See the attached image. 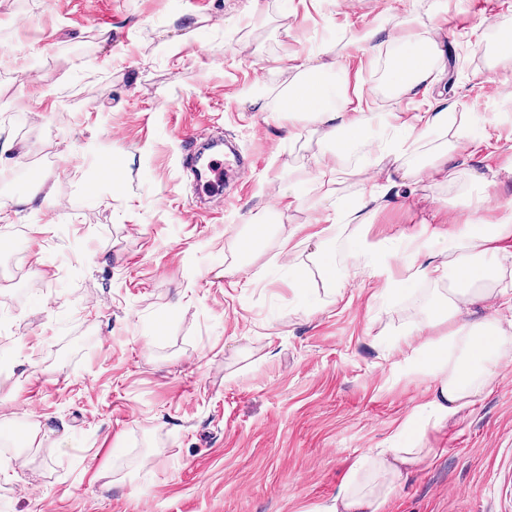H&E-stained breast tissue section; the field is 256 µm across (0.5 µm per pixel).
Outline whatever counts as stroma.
I'll use <instances>...</instances> for the list:
<instances>
[{"label": "stroma", "mask_w": 512, "mask_h": 512, "mask_svg": "<svg viewBox=\"0 0 512 512\" xmlns=\"http://www.w3.org/2000/svg\"><path fill=\"white\" fill-rule=\"evenodd\" d=\"M437 15V78L391 92L395 45L355 43ZM510 31L512 0H0V203L30 200L0 221V464L18 475L0 512H315L407 421L430 454L387 512H512V363L447 421L415 419L429 382L391 345L448 284L385 294L352 274L356 236L402 278L436 211L478 224L512 205V54L484 51ZM309 58L374 112L442 100L452 124L397 160L351 151L329 204L273 210L333 142L302 121L289 140L251 101ZM202 130L248 165H225L223 203L198 215L184 158ZM475 132L447 179L420 174ZM379 167L397 173L386 206L359 231L325 222Z\"/></svg>", "instance_id": "obj_1"}]
</instances>
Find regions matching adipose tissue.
I'll return each instance as SVG.
<instances>
[{
	"label": "adipose tissue",
	"mask_w": 512,
	"mask_h": 512,
	"mask_svg": "<svg viewBox=\"0 0 512 512\" xmlns=\"http://www.w3.org/2000/svg\"><path fill=\"white\" fill-rule=\"evenodd\" d=\"M390 39L397 51L387 74L389 87L400 94L427 87L435 62L434 56L421 52L428 37L404 27ZM281 109L303 115L325 130L337 151L360 147L396 158L406 152L409 138L424 139L449 122L446 104L436 100L404 121L405 136L372 132L370 106L362 91L343 92L341 103H331L322 79L311 71L294 86ZM438 253L446 254L447 262L435 263ZM494 259L512 265V213L459 225L404 258L421 277L452 282L447 308L438 310L434 321L409 328L401 344L420 358L421 371L431 382L432 395L419 406V418L437 424L447 420L466 399L490 385L500 359L512 354V298H500L488 266ZM495 299L500 302L497 316L467 319L470 306ZM427 454V449L413 444L367 449L350 464L335 497L321 512H384L404 471L421 464Z\"/></svg>",
	"instance_id": "adipose-tissue-1"
}]
</instances>
